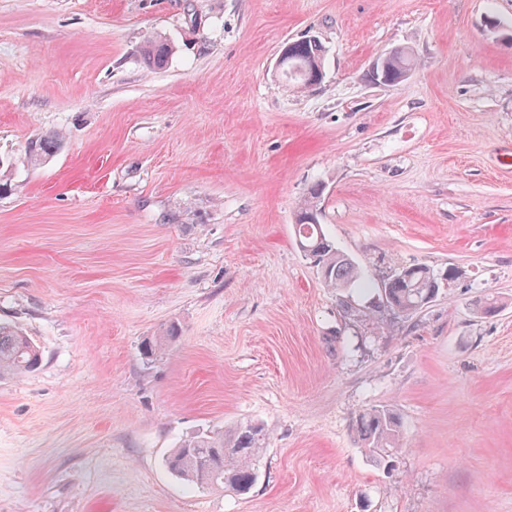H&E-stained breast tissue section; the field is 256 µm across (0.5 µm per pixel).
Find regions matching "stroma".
I'll return each instance as SVG.
<instances>
[{
  "instance_id": "obj_1",
  "label": "stroma",
  "mask_w": 512,
  "mask_h": 512,
  "mask_svg": "<svg viewBox=\"0 0 512 512\" xmlns=\"http://www.w3.org/2000/svg\"><path fill=\"white\" fill-rule=\"evenodd\" d=\"M307 36L301 91L276 62ZM396 49L415 68L371 81ZM0 158V321L42 353L0 379V512H512V0H0ZM316 184L362 280L451 270L438 297L325 288L294 234ZM371 407L388 467L351 432ZM239 422L249 494L167 470ZM288 47V51H287ZM288 57L286 65L288 78L296 83L298 88H309L321 82L318 81L316 73L310 68L312 62L319 63L324 70V48L317 39L295 40L285 45L278 58V66L283 68ZM172 47L163 41L150 40L144 50V60L151 66L162 67L172 53ZM59 144V138L56 135L37 138L31 141L30 148H26L24 159L30 164L42 163L56 152ZM177 328L174 325H170L163 336L146 338L141 343V354L148 361L153 360L159 356L165 349L168 342L175 339L177 336ZM352 428L364 442L365 448L378 455L380 461L389 463L390 450L396 448L400 432L396 413L388 409L363 410L354 417Z\"/></svg>"
}]
</instances>
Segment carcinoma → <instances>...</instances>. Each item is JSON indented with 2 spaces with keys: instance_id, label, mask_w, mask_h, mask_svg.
Wrapping results in <instances>:
<instances>
[{
  "instance_id": "1",
  "label": "carcinoma",
  "mask_w": 512,
  "mask_h": 512,
  "mask_svg": "<svg viewBox=\"0 0 512 512\" xmlns=\"http://www.w3.org/2000/svg\"><path fill=\"white\" fill-rule=\"evenodd\" d=\"M172 47L157 40L147 42L144 60L151 66L165 65ZM324 64V48L318 40H295L288 43V78L299 88L319 84L311 63ZM414 66L412 55L396 53L391 68L383 76L386 82H396L402 71ZM59 148L56 135L40 137L25 150V160L39 164L51 157ZM323 187H311L295 215L298 232L297 245L308 258L314 259L320 278L328 288H348L358 281V272L352 260L340 253L326 235L320 222L318 201ZM405 275L389 277L378 289L377 304L401 313H413L425 307L424 299L438 294L441 285L433 269L416 264L404 268ZM173 325L158 337L146 338L141 343V354L147 360L159 356L168 342L175 339ZM41 362V353L35 342L16 327L0 324V378L30 372ZM352 428L369 451L384 461L396 447L400 423L396 413L388 409H367L359 412ZM262 429L252 423H241L231 431L200 434L182 441L166 457L168 470L180 479L198 486L215 485L236 494L248 493L257 480L255 461L264 444Z\"/></svg>"
}]
</instances>
